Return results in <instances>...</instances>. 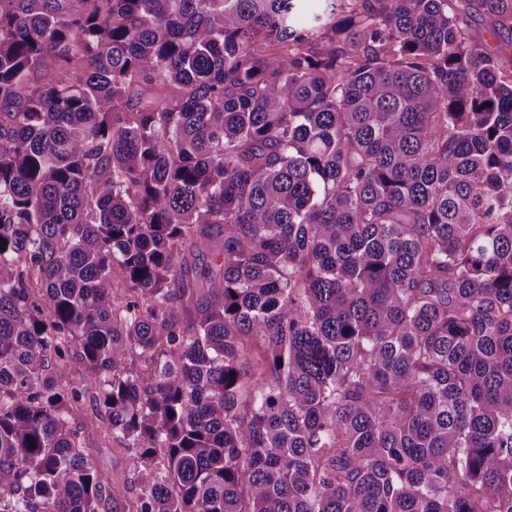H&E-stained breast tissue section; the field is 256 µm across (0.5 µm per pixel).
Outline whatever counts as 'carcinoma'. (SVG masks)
Wrapping results in <instances>:
<instances>
[{"mask_svg": "<svg viewBox=\"0 0 512 512\" xmlns=\"http://www.w3.org/2000/svg\"><path fill=\"white\" fill-rule=\"evenodd\" d=\"M453 2L0 0V512H512V0ZM85 446L100 469L112 474V477L118 483L125 480L124 461L116 444L112 448H102V444L95 432L88 428L85 433Z\"/></svg>", "mask_w": 512, "mask_h": 512, "instance_id": "1", "label": "carcinoma"}]
</instances>
